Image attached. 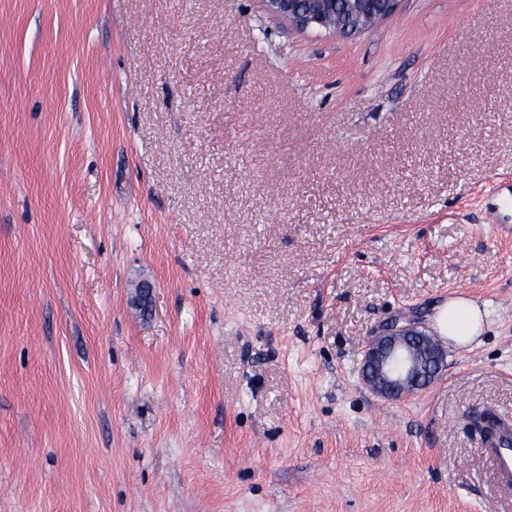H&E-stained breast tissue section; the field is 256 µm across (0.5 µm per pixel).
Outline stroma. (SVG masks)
I'll return each instance as SVG.
<instances>
[{"instance_id":"1","label":"stroma","mask_w":512,"mask_h":512,"mask_svg":"<svg viewBox=\"0 0 512 512\" xmlns=\"http://www.w3.org/2000/svg\"><path fill=\"white\" fill-rule=\"evenodd\" d=\"M512 0H0V512H512ZM489 302L427 389L388 324ZM261 0L267 10L287 19L300 30L327 31L354 35L368 30L391 16L399 0ZM379 1L380 3H378ZM512 203L511 195H504L499 197L498 203L488 214V224H498L500 231H504L508 234L512 233V225L509 224V210L511 211L510 204ZM428 342L432 348L422 351ZM361 355L363 384L386 398L426 389L446 366L447 357L439 343L411 323L390 324L368 341ZM512 420L501 418L481 444L482 452L493 462L497 479L512 482Z\"/></svg>"}]
</instances>
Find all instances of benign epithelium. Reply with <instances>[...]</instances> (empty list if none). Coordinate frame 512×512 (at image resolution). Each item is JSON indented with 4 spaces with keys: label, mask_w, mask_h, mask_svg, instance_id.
<instances>
[{
    "label": "benign epithelium",
    "mask_w": 512,
    "mask_h": 512,
    "mask_svg": "<svg viewBox=\"0 0 512 512\" xmlns=\"http://www.w3.org/2000/svg\"><path fill=\"white\" fill-rule=\"evenodd\" d=\"M267 10L300 30L354 35L391 16L399 0H261ZM360 375L374 393L397 398L426 389L445 367L447 353L417 326L392 323L361 352Z\"/></svg>",
    "instance_id": "7a95c632"
}]
</instances>
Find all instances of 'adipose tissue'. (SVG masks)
<instances>
[{
	"label": "adipose tissue",
	"mask_w": 512,
	"mask_h": 512,
	"mask_svg": "<svg viewBox=\"0 0 512 512\" xmlns=\"http://www.w3.org/2000/svg\"><path fill=\"white\" fill-rule=\"evenodd\" d=\"M489 313V303L480 304L463 296L452 297L440 305L436 326L456 346L469 348L482 334Z\"/></svg>",
	"instance_id": "adipose-tissue-1"
}]
</instances>
